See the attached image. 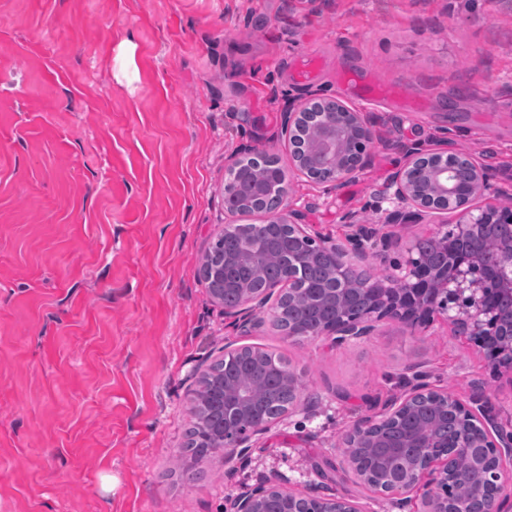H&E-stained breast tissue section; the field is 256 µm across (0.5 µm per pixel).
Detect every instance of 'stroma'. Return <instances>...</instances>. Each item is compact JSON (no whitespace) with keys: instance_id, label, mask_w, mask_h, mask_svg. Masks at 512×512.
<instances>
[{"instance_id":"stroma-1","label":"stroma","mask_w":512,"mask_h":512,"mask_svg":"<svg viewBox=\"0 0 512 512\" xmlns=\"http://www.w3.org/2000/svg\"><path fill=\"white\" fill-rule=\"evenodd\" d=\"M339 99L373 131L343 188L292 174L288 205L344 240L383 223L404 157L448 141L512 208V9L502 0H0V512H224L276 480L397 512L339 466L348 424L423 372L512 424V377L442 319L350 345L250 333L199 274L224 179L281 119ZM284 356L300 406L234 471L182 463L198 378L225 345Z\"/></svg>"}]
</instances>
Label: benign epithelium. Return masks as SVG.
Listing matches in <instances>:
<instances>
[{
	"label": "benign epithelium",
	"instance_id": "7a95c632",
	"mask_svg": "<svg viewBox=\"0 0 512 512\" xmlns=\"http://www.w3.org/2000/svg\"><path fill=\"white\" fill-rule=\"evenodd\" d=\"M304 124L314 125L318 137L297 139L295 131ZM282 133L287 138L291 162L296 171L320 185L342 186L368 161V146L373 134L364 117L342 101L318 99L312 95L300 99L283 112ZM404 163L396 167L384 185L385 199L392 205L384 223L408 228L429 224L436 214L451 212L455 222L445 231L428 236L449 262L429 265L421 256L415 238L402 263L385 268L381 277L371 273L365 263L367 252L361 242L382 240L376 253L381 264L387 253L402 245V237L386 235L378 224H363L347 218L350 229L347 247L340 241L323 238L315 225L307 224L295 209L288 217L272 214L262 224L247 227L257 240L248 254L230 250L224 258L207 268L214 287L213 299L222 303L224 292L236 293L233 305L224 304V314L238 320L246 331L257 330L280 316L285 302H303L312 310L324 306L336 308V320L320 323L313 329H288V337L330 336L336 344L357 342L371 335L377 322L396 320L414 330L435 315L443 317L456 331L476 336L490 351L493 369L512 373V209L497 206L491 195L489 169L448 145L423 151L400 145ZM247 160L262 168L265 154L244 150ZM243 158L233 159L224 182V214L247 215L248 203L240 196L236 175ZM279 191L288 198V181L281 172L265 173L252 186V193L264 195ZM285 233L288 259L282 261L280 279L262 288L224 277V268L247 261L259 272L280 255L271 246L276 229ZM329 263L333 287L324 290L301 287L300 275L317 258ZM249 355L252 372L261 377L268 370L264 351L242 346L224 347V361L234 362ZM392 401L382 411L350 422L344 431L340 456L347 469L364 477L362 455L368 448H416L400 474H385L376 491L405 512L410 494L423 489V512H512V493L506 491L504 466L512 463V429L497 420L487 401L470 406L446 389L422 382ZM283 383L293 400L280 414H262L264 395L257 388L247 389L232 377H224L215 401L220 422L209 430L212 454H224V466L232 471L234 462L244 456L254 437L264 434L278 419L292 413L301 397L299 375L290 367L282 369ZM443 403L442 415L462 421L450 436L448 449L440 451L429 443L431 425L399 441L383 437L385 426L424 402ZM456 455L482 475L479 490L471 497L448 494V456ZM287 495L288 512H362L361 506L335 493L284 492L267 482L228 501L225 512H265L272 497Z\"/></svg>",
	"mask_w": 512,
	"mask_h": 512
}]
</instances>
